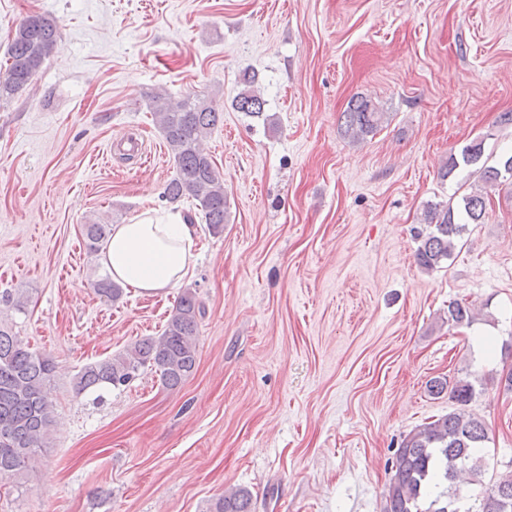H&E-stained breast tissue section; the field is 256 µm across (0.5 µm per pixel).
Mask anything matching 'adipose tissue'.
Instances as JSON below:
<instances>
[{"label": "adipose tissue", "instance_id": "adipose-tissue-1", "mask_svg": "<svg viewBox=\"0 0 512 512\" xmlns=\"http://www.w3.org/2000/svg\"><path fill=\"white\" fill-rule=\"evenodd\" d=\"M193 230L183 218L144 217L117 224L101 262L112 279L146 293L174 287L188 272Z\"/></svg>", "mask_w": 512, "mask_h": 512}]
</instances>
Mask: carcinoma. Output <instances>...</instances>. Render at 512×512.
Here are the masks:
<instances>
[{
    "label": "carcinoma",
    "mask_w": 512,
    "mask_h": 512,
    "mask_svg": "<svg viewBox=\"0 0 512 512\" xmlns=\"http://www.w3.org/2000/svg\"><path fill=\"white\" fill-rule=\"evenodd\" d=\"M58 43L57 26L31 15L15 28L8 48V70L0 77V100L25 89L40 72ZM243 89L233 101L235 110L261 119L263 99L256 74L245 71ZM156 125L175 161L176 172L165 197L173 203L188 196L201 207L209 232H224L227 196L224 178L203 146L221 121L223 112L195 97L174 99L156 93L149 103ZM385 121V112L372 100L351 98L341 116V131L353 142L373 137ZM484 140L474 139L459 154H450L445 174L461 166L475 168L481 188L465 194L458 203L425 206L426 229L417 232L416 258L425 269H434L452 258L457 242L470 224H481L488 190L512 180V156L489 165L483 161ZM110 234L107 224H86L83 235L91 253L101 251ZM98 295L116 300L122 288L109 275L94 283ZM205 307L196 293L183 291L161 334L137 342L123 353L88 363L72 378L78 395L96 394L129 384L147 368L159 374L166 387H176L195 370L198 358L199 324ZM448 321L471 323V308L448 305ZM54 360L32 350L12 329L0 325V478H22L37 452L48 447L53 424L51 385ZM450 389L457 408L438 419L416 426L402 440L393 464L384 512H512V470L498 476L479 496L469 486L483 484L480 448L487 440L483 424L467 411L476 395L470 380L433 379L429 391ZM208 512H253L252 497L244 488L231 489L211 501Z\"/></svg>",
    "instance_id": "1"
}]
</instances>
